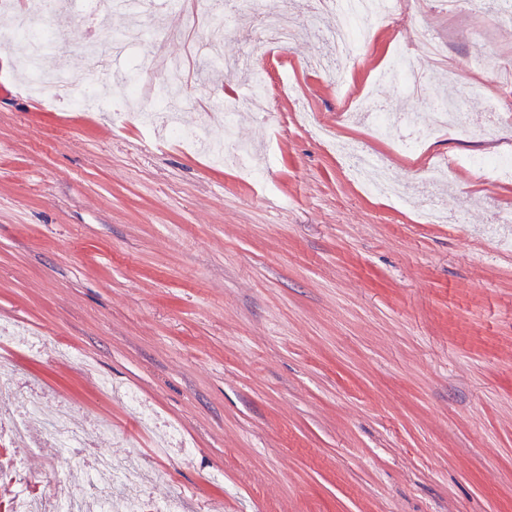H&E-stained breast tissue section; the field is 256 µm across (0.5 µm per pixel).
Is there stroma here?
<instances>
[{
  "mask_svg": "<svg viewBox=\"0 0 512 512\" xmlns=\"http://www.w3.org/2000/svg\"><path fill=\"white\" fill-rule=\"evenodd\" d=\"M281 2L228 0L196 34L184 0L95 26L71 6L66 45L40 66L80 71L85 43L134 29L149 52L164 32L197 103L182 117L220 139L225 100L252 87L225 65L246 52L256 13ZM420 28L443 60L408 46ZM403 46L427 91L462 68L460 109L477 122L419 156L348 117L367 92L379 110L425 112L378 78ZM21 51L0 47L12 90L0 96V349L26 392L88 432L58 456L33 431L30 481L0 478V512L24 490L93 494V449L136 463L150 506L178 497L184 512H512V223L500 221L512 180L482 181L466 162L512 147V24L420 0L375 24L332 76L311 66L328 48L302 33L257 63L269 110L244 109L236 125L257 181L131 115L86 125L33 111ZM492 97L509 119L488 138ZM334 138L436 198L442 222L368 193Z\"/></svg>",
  "mask_w": 512,
  "mask_h": 512,
  "instance_id": "35a3bbf8",
  "label": "stroma"
}]
</instances>
